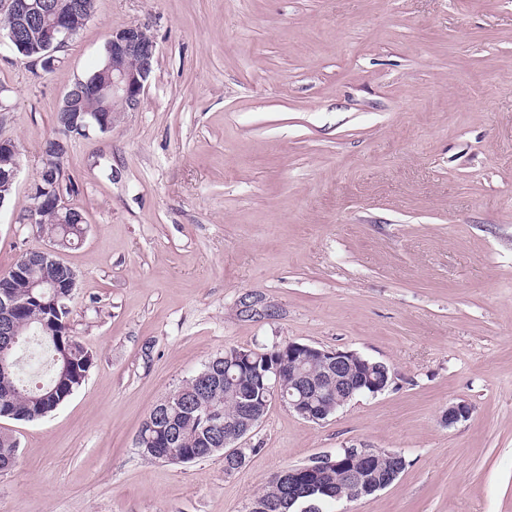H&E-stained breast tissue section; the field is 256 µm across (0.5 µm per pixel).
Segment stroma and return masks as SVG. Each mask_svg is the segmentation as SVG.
Wrapping results in <instances>:
<instances>
[{"mask_svg":"<svg viewBox=\"0 0 512 512\" xmlns=\"http://www.w3.org/2000/svg\"><path fill=\"white\" fill-rule=\"evenodd\" d=\"M147 26L139 108L68 141L84 241L70 327L95 360L18 443L0 512H249L268 478L339 448L407 466L331 512H512V0H96L53 71L0 45L20 170L0 275L73 83ZM298 342L393 382L323 421L272 405L245 466L143 456L151 408L225 348ZM468 421L446 426L449 404Z\"/></svg>","mask_w":512,"mask_h":512,"instance_id":"1","label":"stroma"}]
</instances>
